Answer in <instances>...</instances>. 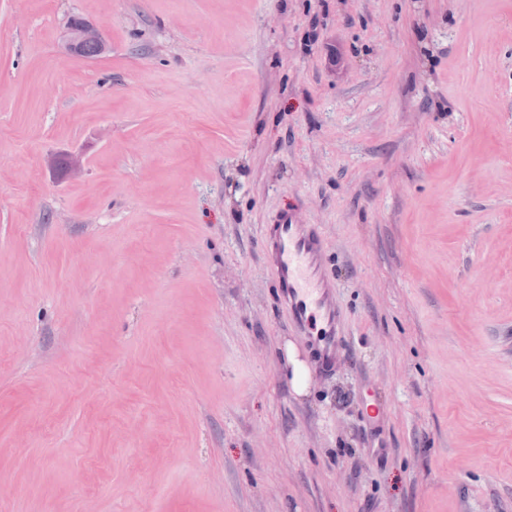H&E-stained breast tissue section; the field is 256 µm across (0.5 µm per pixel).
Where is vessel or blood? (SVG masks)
Listing matches in <instances>:
<instances>
[{"label": "vessel or blood", "instance_id": "obj_1", "mask_svg": "<svg viewBox=\"0 0 512 512\" xmlns=\"http://www.w3.org/2000/svg\"><path fill=\"white\" fill-rule=\"evenodd\" d=\"M264 262L292 324L310 341L319 369L332 371L345 338L343 316L336 305V280L325 261V239L319 225L304 224L294 211H281L264 225Z\"/></svg>", "mask_w": 512, "mask_h": 512}]
</instances>
